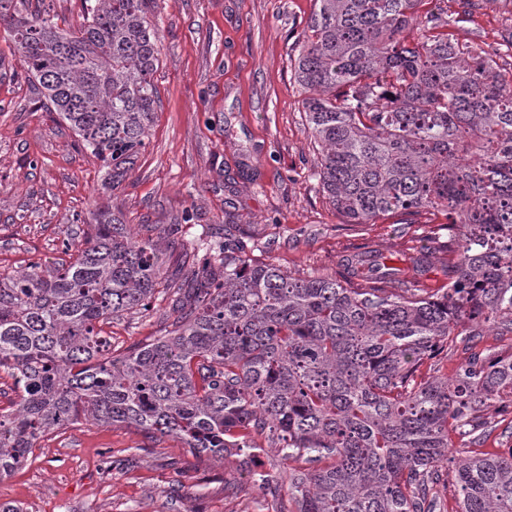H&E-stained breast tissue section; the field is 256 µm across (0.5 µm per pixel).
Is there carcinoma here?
I'll use <instances>...</instances> for the list:
<instances>
[{"label":"carcinoma","mask_w":512,"mask_h":512,"mask_svg":"<svg viewBox=\"0 0 512 512\" xmlns=\"http://www.w3.org/2000/svg\"><path fill=\"white\" fill-rule=\"evenodd\" d=\"M150 0H83L60 28L0 0L29 80L77 146L126 178L159 104L161 42ZM315 0L294 78L319 147L325 198L347 224L443 211L448 284L376 251L343 274L295 277L247 258L232 224L194 247L178 282L160 244L109 207L70 258L0 272V370L21 391L0 409V477L37 441L81 419L172 435L224 460L265 438L296 512H439L431 491L452 437L480 441L491 406L512 410V351L473 357L455 377H420L459 336L512 334V70L501 48L450 29L484 0ZM169 300L172 330L112 352L103 326ZM461 455L458 512H512V451ZM303 459L307 473L288 466Z\"/></svg>","instance_id":"carcinoma-1"}]
</instances>
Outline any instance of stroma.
Instances as JSON below:
<instances>
[{
  "label": "stroma",
  "instance_id": "1",
  "mask_svg": "<svg viewBox=\"0 0 512 512\" xmlns=\"http://www.w3.org/2000/svg\"><path fill=\"white\" fill-rule=\"evenodd\" d=\"M313 10L314 0H152L160 103L110 204L136 232L161 236L167 262L180 261L206 224L239 225L254 258L298 277L337 275L363 245L401 267L423 245L429 226L400 234V214L344 223L313 175L317 150L294 79ZM511 32L512 0H485L454 30L460 42L493 47ZM19 67L0 28V270L64 260L63 240L91 221L107 178ZM168 311L159 302L114 322L113 350L164 335ZM279 459L266 441L251 462H216L170 436L83 423L41 439L32 462L0 479V502L30 512H279L287 493L257 478Z\"/></svg>",
  "mask_w": 512,
  "mask_h": 512
}]
</instances>
